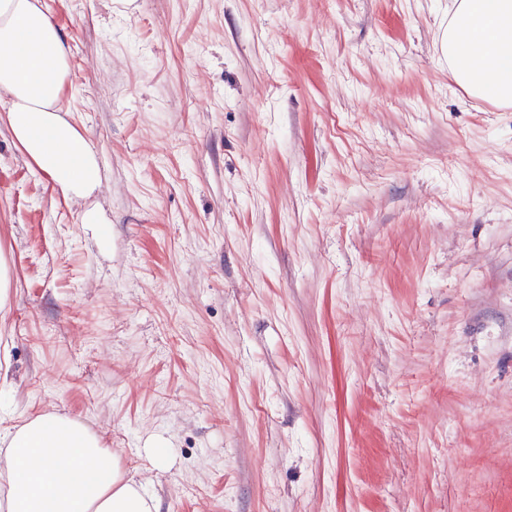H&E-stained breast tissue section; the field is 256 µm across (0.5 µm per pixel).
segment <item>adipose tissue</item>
Instances as JSON below:
<instances>
[{"instance_id": "adipose-tissue-1", "label": "adipose tissue", "mask_w": 512, "mask_h": 512, "mask_svg": "<svg viewBox=\"0 0 512 512\" xmlns=\"http://www.w3.org/2000/svg\"><path fill=\"white\" fill-rule=\"evenodd\" d=\"M455 80L474 96L512 104V0H459L442 32ZM70 49L37 0H0V122L16 148L71 201L102 183L98 157L62 115ZM0 512H158L101 437L54 413L0 435Z\"/></svg>"}]
</instances>
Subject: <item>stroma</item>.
Returning <instances> with one entry per match:
<instances>
[{
	"mask_svg": "<svg viewBox=\"0 0 512 512\" xmlns=\"http://www.w3.org/2000/svg\"><path fill=\"white\" fill-rule=\"evenodd\" d=\"M40 4L103 181L0 124V432L82 421L159 512H512V107L453 0Z\"/></svg>",
	"mask_w": 512,
	"mask_h": 512,
	"instance_id": "1",
	"label": "stroma"
}]
</instances>
